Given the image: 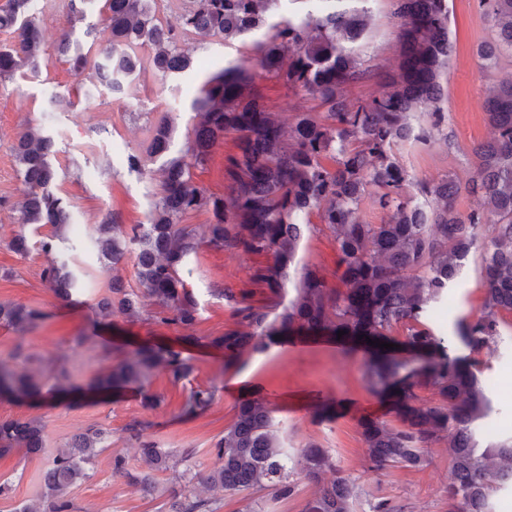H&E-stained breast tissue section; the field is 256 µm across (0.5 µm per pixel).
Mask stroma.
<instances>
[{
    "label": "stroma",
    "instance_id": "obj_1",
    "mask_svg": "<svg viewBox=\"0 0 512 512\" xmlns=\"http://www.w3.org/2000/svg\"><path fill=\"white\" fill-rule=\"evenodd\" d=\"M450 31L456 50L442 83L447 90L443 107L455 146L434 145L428 149L406 145L400 150L402 162L420 177L446 174L466 183L474 174L472 146L486 135L483 103L502 80L512 78V63L483 65L477 56L491 30L481 16L477 0H449ZM237 43L220 37L197 36L184 44L194 59L193 66L167 79L143 73L133 80L123 99L103 92L86 99L88 77H77L59 63L54 53L40 60L38 77L0 80V269L12 270L0 278V302H13L41 309L45 318L38 326L18 332L0 326V358L7 357L16 343L43 358L73 345L76 336L87 335L77 348L75 374L88 380L98 366L101 344L124 340L168 341L179 336L175 327L131 325L113 318L111 325L96 326L90 307L95 295L107 291L112 271L100 260L91 238L94 227L111 211L119 212L123 224H136L159 190L158 163L150 173L128 170L124 159L130 152H145L151 125L163 118L175 127L174 147L182 149L191 123V102L208 77L225 62L237 60ZM70 91V106L58 109L51 122H43L49 91ZM43 127L52 136L55 153L51 158L58 172L57 192L70 200L73 222L65 231L58 252L64 258L85 265L86 293L81 303L63 305L41 280L47 258L38 251L27 256L10 252L8 243L19 231L18 206L23 184L12 148L27 127ZM246 259L204 247L188 260L184 277L192 285L200 307L195 336H216L227 318L224 301L212 291L213 284H239L244 279ZM482 297L476 263L466 267L459 287L433 316L436 333L449 331L452 320L477 312ZM504 340L489 356L481 376L489 387L494 413L485 430L487 438L512 435V327L504 328ZM74 346V345H73ZM196 370L179 385L162 375L152 380L151 390L163 397L153 408L144 407L139 396L127 393L117 398L98 396L73 404L67 401L0 402V418L37 416L46 424V448L55 450L89 424L102 422L112 429V448L128 456L136 451L122 437L123 427L141 421L145 434L163 448H189L192 472H208L216 459L209 451L215 438L231 422L234 406L252 396L268 400L275 409V422L289 447L298 449L314 443L326 448L336 460L340 476L360 490L354 512H372L373 504L385 502L391 512H448V450L437 445L425 449L422 466L396 465L373 472L365 465L366 450L357 431V421L369 415L386 421L395 416L387 402L372 395L365 381V352L350 344L326 338H304L299 344H281L248 357L244 365L228 368L220 351L206 346L188 349ZM213 382L215 403L205 413L180 419L176 413L191 387ZM333 405L335 417L318 418V410ZM42 460L21 461L12 455L0 459V478L16 485L14 500H0V512H10L14 501L34 498ZM291 498L270 500L266 492L246 490L224 501L223 512H301L316 491L302 475H295ZM73 495L83 512H156V504L144 499L138 487L112 477L106 456H99L95 475L75 487Z\"/></svg>",
    "mask_w": 512,
    "mask_h": 512
}]
</instances>
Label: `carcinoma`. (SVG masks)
<instances>
[{"mask_svg": "<svg viewBox=\"0 0 512 512\" xmlns=\"http://www.w3.org/2000/svg\"><path fill=\"white\" fill-rule=\"evenodd\" d=\"M158 2L103 0L100 17L110 42L85 50L67 31L54 46L57 59L77 77L92 72L96 83L87 93L103 87L117 96L141 73L165 80L192 67L182 43L195 35L237 40L242 57L212 74L192 101L186 149L172 152L174 127L162 120L150 127L146 155H127L128 169L137 172L146 156L162 160L160 189L144 222L127 230L114 211L95 229L98 254L112 268L133 259L137 286L112 276L92 309L99 324L119 314L128 323L192 328L199 303L180 269L208 246L251 260L238 286L214 289L228 313L224 332L132 347L105 344L100 369L86 386L70 370L67 351L34 368L18 343L0 359V398L135 390L152 408L160 404L149 391L154 376L165 375L175 387L193 373L189 346L222 351L230 367L295 337L336 338L342 331V339L368 350L366 383L391 400L399 421L360 422L371 466L417 467L423 449L442 443L448 448V512H490L492 498L512 484V437L484 447L477 438L478 422L492 412L480 379L482 355L496 351L503 327L512 325V80L501 82L485 102L489 134L471 149L476 170L467 186L448 174L416 178L400 162L399 147H454L441 81L453 53L449 0H389L399 43L391 66L366 53L372 0H321L320 8L311 6L313 0H292L299 8L286 17L277 14L279 0H184L176 27L157 18ZM478 4L492 29L479 58L512 61V0ZM0 32L10 36L0 46V79L36 75L46 45L33 0H6ZM262 80L294 96V111H275ZM364 85L373 90L353 92ZM227 138L233 149L224 154V193L218 195L200 186L195 170ZM52 147L40 128L22 132L13 147L25 200L22 229L8 249L22 257L34 247L27 226H51L52 234L39 241L50 253L71 221L69 206L54 192ZM463 192L464 212L458 208ZM365 205L381 214L380 223L360 219ZM202 212L206 222L192 223ZM316 233L334 246V270L303 266L288 300L289 270L301 242ZM475 255L483 286L480 313L460 317L450 334H438L431 310L460 284ZM42 280L65 303L83 293L82 276L62 262L44 267ZM44 317L35 307L0 303V326L26 331ZM368 338H399L409 357L398 360ZM456 342L469 356H450ZM215 396L211 385L192 388L178 413L195 417ZM272 413L263 398L239 402L212 445L216 466L204 475L180 469L189 450L161 448L144 438L139 424H129L127 441L148 470L115 451L111 475L141 487L162 512H219L225 496L247 489L287 499L295 489L291 477L299 472L320 484L301 512H353L357 486L340 476L323 482L326 473H336L329 451L311 443L289 452ZM111 439L112 429L103 423L73 435L49 455L38 506L18 501L11 512H81L71 489L93 476ZM14 453L24 459L47 453L41 418L0 420V458Z\"/></svg>", "mask_w": 512, "mask_h": 512, "instance_id": "cac0c4a2", "label": "carcinoma"}]
</instances>
